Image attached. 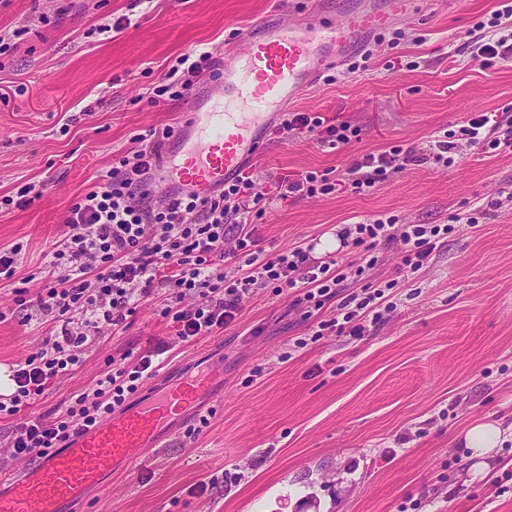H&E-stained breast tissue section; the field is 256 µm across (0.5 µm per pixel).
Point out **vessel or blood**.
Returning <instances> with one entry per match:
<instances>
[{"label":"vessel or blood","mask_w":512,"mask_h":512,"mask_svg":"<svg viewBox=\"0 0 512 512\" xmlns=\"http://www.w3.org/2000/svg\"><path fill=\"white\" fill-rule=\"evenodd\" d=\"M415 0L365 4L337 19L314 16L300 26L280 23L246 35L244 49L222 62L221 90L194 93L167 157L170 184L207 193L246 169L260 154L272 116L319 74L337 66L363 36L413 15ZM224 388V374L201 370L177 383L153 380L147 398L65 447L34 456L19 475H0V512H78L91 491L108 494L109 474L136 467L145 449L160 447L177 420L189 417Z\"/></svg>","instance_id":"vessel-or-blood-1"}]
</instances>
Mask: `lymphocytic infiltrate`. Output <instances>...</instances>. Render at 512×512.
I'll return each instance as SVG.
<instances>
[{
	"mask_svg": "<svg viewBox=\"0 0 512 512\" xmlns=\"http://www.w3.org/2000/svg\"><path fill=\"white\" fill-rule=\"evenodd\" d=\"M476 54L484 61L512 58V0H502L490 20L478 22ZM208 51L197 49L176 56L163 83L150 99H179L195 80L214 72ZM274 132L288 138L315 134L318 144L331 148L358 137V128L316 113L289 112ZM171 128L136 135V146L117 158L104 182L77 197L69 206L65 229L47 254L43 286L36 295L43 314L64 322L58 334L45 338L13 371L16 391L0 400V415L16 417L8 437L10 456L18 461L63 447L76 433L96 428L126 408L144 384L161 369L157 344L135 358L109 359L91 387L74 393L61 414H27L32 400L80 368L85 345L101 329L124 328L138 306L156 304L175 332L177 343L188 344L234 326L241 304L259 289L294 293L304 320L319 329L337 328L363 335L366 322L378 320L385 295L380 289L341 295L348 273L365 279L374 267L371 252L399 244L401 264L410 273L426 266L450 225L401 224L395 217L367 218L341 225L342 246L358 254L353 268L336 260L312 262L307 249L296 247L267 253L257 246L254 213L269 204L263 179L241 175L206 195L179 192L152 201L150 187ZM414 147L394 146L365 154L337 179L301 171L286 181L289 194L320 197L347 189L367 194L416 160ZM335 303L336 318L323 320L321 310Z\"/></svg>",
	"mask_w": 512,
	"mask_h": 512,
	"instance_id": "1",
	"label": "lymphocytic infiltrate"
}]
</instances>
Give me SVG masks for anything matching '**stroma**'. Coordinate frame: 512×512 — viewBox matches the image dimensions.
Instances as JSON below:
<instances>
[{
    "mask_svg": "<svg viewBox=\"0 0 512 512\" xmlns=\"http://www.w3.org/2000/svg\"><path fill=\"white\" fill-rule=\"evenodd\" d=\"M355 0H0V198L21 186L41 197L0 216V249L22 244L16 279L34 273L63 230L67 208L102 183L115 159L148 130L178 127L185 100L148 98L169 61L193 48L233 56L260 19L353 8ZM499 0H422L413 18L369 38L287 106L360 128L332 149L312 137L266 134L254 171L338 174L364 154L426 147L436 129L455 162L407 165L367 195H290L256 218L265 250L315 246V260L348 263L349 248L318 251L353 217L443 224L465 201H485L476 223H456L425 270L409 275L397 246L376 250L371 282L397 281L389 317L354 337L312 331L288 295L256 291L224 333L188 345L141 305L119 332L91 338L84 365L53 385L32 413L63 412L110 357L169 342V382L186 365L224 370V394L179 422L148 463L110 476L108 495L81 512H512V441L476 474L464 433L480 421L512 423V150L482 151L459 128L474 115L503 119L512 61L474 60L468 32ZM126 18L118 33L99 24ZM103 107H95L96 99ZM0 282V366L14 367L61 323L20 308ZM208 417L195 436L186 429ZM200 425V424H199Z\"/></svg>",
    "mask_w": 512,
    "mask_h": 512,
    "instance_id": "35a3bbf8",
    "label": "stroma"
}]
</instances>
